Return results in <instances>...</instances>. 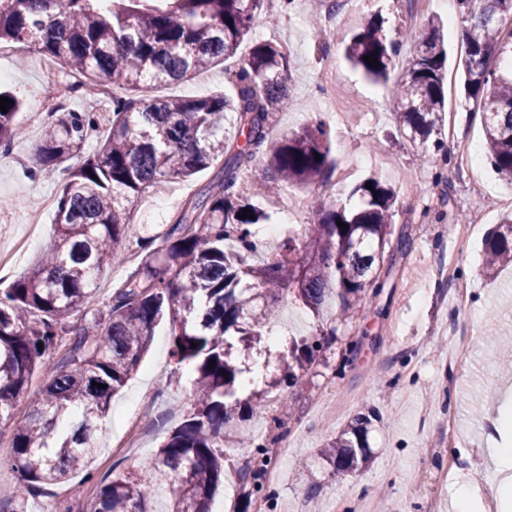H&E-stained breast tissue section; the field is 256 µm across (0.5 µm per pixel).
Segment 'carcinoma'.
Here are the masks:
<instances>
[{"label": "carcinoma", "mask_w": 512, "mask_h": 512, "mask_svg": "<svg viewBox=\"0 0 512 512\" xmlns=\"http://www.w3.org/2000/svg\"><path fill=\"white\" fill-rule=\"evenodd\" d=\"M0 0V43L33 49L79 73L92 90L108 80L112 112L99 149L69 169L56 202L55 240L34 267L0 289V419L19 396L32 393L29 411L13 434L16 509L24 495L72 480L99 448L113 395L137 372L164 319L172 325L171 361L190 367L194 401L182 421L162 427L157 452L96 487L86 512H210L224 484V440L252 449L235 466L247 512L253 498L271 497L254 464L272 460L268 446L247 435L228 400L238 391L246 357L279 321L288 299L313 312L310 336L288 339L271 351L287 363L286 378L300 383L334 323L358 315L366 289L383 267L412 249L404 231L394 235L398 191L369 176L332 201L312 207L304 230H288L268 259L257 257V231L271 214L255 204L284 187L328 182L336 173L332 139L317 117L273 140L272 128L290 99L283 80L291 54L274 40L251 43L239 57L264 0ZM461 18L475 23L463 38L464 92L484 116L487 160L512 183V0H456ZM383 19L362 16L343 43L345 58L373 81H387L402 40L386 35ZM378 60L374 67L363 60ZM233 92L186 99H144L149 84L179 82L228 60ZM443 52L437 27L403 60L389 100L403 137L425 147L431 167L448 164L438 138L445 113ZM0 112V149L22 138V102ZM100 117L47 107L45 132L30 171L65 163ZM320 160H315L314 155ZM272 180L245 182L258 157ZM220 163L211 180L169 224H132L128 204L161 182L190 178ZM371 183L373 189L365 188ZM255 216L239 218L243 209ZM347 225L341 230L336 221ZM133 242L138 261L112 289L103 308H90L96 280L123 262L119 243ZM485 273L512 265V213L486 234ZM196 347H191V343ZM43 349H38V346ZM44 374L30 391L37 372ZM362 414L317 452L336 472L355 470L369 454ZM161 482L178 494L161 510L145 489Z\"/></svg>", "instance_id": "cac0c4a2"}]
</instances>
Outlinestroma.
Here are the masks:
<instances>
[{"label": "stroma", "mask_w": 512, "mask_h": 512, "mask_svg": "<svg viewBox=\"0 0 512 512\" xmlns=\"http://www.w3.org/2000/svg\"><path fill=\"white\" fill-rule=\"evenodd\" d=\"M308 10V0H296L289 13L262 11L258 28L250 34L251 39L261 38L267 27L273 29L275 40L295 47L286 81L291 105L278 114L274 134H287L312 115L324 116L337 161L361 159L356 179L376 172L396 186L395 227L410 234L413 246L389 273L380 275L381 292L362 301L358 319L338 322L336 336L318 353L303 381L284 389L286 401L277 411L281 428L267 427L262 408L249 421V429L265 432L267 438L282 431L293 442L280 478L271 484L266 512H357L365 505L372 512H384L388 500L396 512H429L430 484L452 458L457 470L448 479L438 510L454 512L457 491L471 484L477 472L487 470L491 449L502 444L489 420L512 404V357H503L500 350L502 342L512 343V267L499 270L491 280L482 273L483 239L504 213L500 207L488 208L486 196L512 198V187L487 166L486 193L469 191L459 169L461 146H482L484 133L479 112L461 92V38L442 0H369L365 9L388 23L409 14L412 22L404 45L408 51L432 23L443 24L448 47V110L443 125L451 133L444 138L448 164L440 172L425 164L421 148L398 134L385 89L366 81L345 59L340 47L350 34V23H337L331 31L313 30L307 24ZM329 65L339 77L337 97L361 104L348 128L330 112L317 89ZM0 88L26 105L21 141L11 153H0V205L10 216L9 224L0 228V252L13 255L0 271V282L7 284L26 273L42 248L51 244L55 213L48 210L39 225L38 248L14 250L27 230L30 210L43 198L58 197L64 174L29 173V158L41 139L44 119L34 105L43 92L40 54H0ZM228 90L220 65L167 88L168 94L185 98ZM213 175L209 168L158 186L135 203L131 223H170ZM444 197L449 200L448 218L438 222L433 211ZM461 288L467 291L463 302L457 296ZM171 340L170 324L162 323L139 371L113 397L104 445L87 467L94 481L149 457L162 438L153 428L156 419L175 425L189 408V375L173 370L168 357ZM463 342L468 348L463 365L457 366L449 357ZM27 406V397H19L12 418L0 420V501L15 495L9 442L14 422L26 414ZM134 407L140 410L141 424L153 431L140 448L131 450L122 442L131 427L127 413ZM368 411L373 414L368 463L350 474L317 470L314 456L321 445ZM452 430L457 433L456 446L450 455H441ZM312 478L320 484L313 500L306 495Z\"/></svg>", "instance_id": "35a3bbf8"}]
</instances>
